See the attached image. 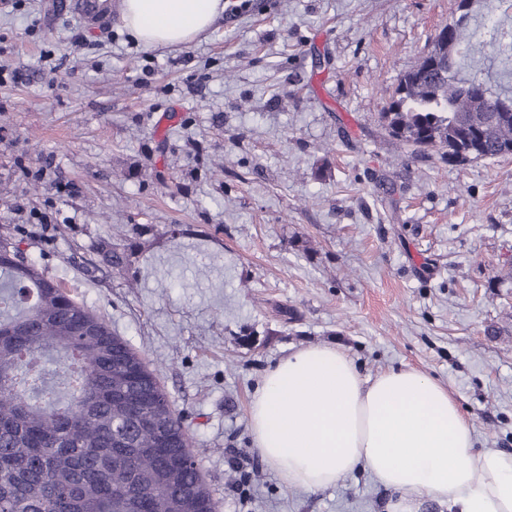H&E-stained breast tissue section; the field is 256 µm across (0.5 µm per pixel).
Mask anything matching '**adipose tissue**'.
I'll use <instances>...</instances> for the list:
<instances>
[{"instance_id": "adipose-tissue-1", "label": "adipose tissue", "mask_w": 512, "mask_h": 512, "mask_svg": "<svg viewBox=\"0 0 512 512\" xmlns=\"http://www.w3.org/2000/svg\"><path fill=\"white\" fill-rule=\"evenodd\" d=\"M224 0H121L148 47L205 33ZM252 443L289 489L316 492L356 470L396 492L389 512L424 500L448 512H512V455L475 453L472 423L447 388L409 365L362 376L340 349L312 345L273 363L250 400Z\"/></svg>"}]
</instances>
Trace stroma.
I'll return each instance as SVG.
<instances>
[{
  "instance_id": "1",
  "label": "stroma",
  "mask_w": 512,
  "mask_h": 512,
  "mask_svg": "<svg viewBox=\"0 0 512 512\" xmlns=\"http://www.w3.org/2000/svg\"><path fill=\"white\" fill-rule=\"evenodd\" d=\"M51 2L0 0V246L142 355L218 512H387L366 473L288 489L252 444L254 390L308 345L425 371L512 453V156L451 165L379 119L458 0H226L173 47Z\"/></svg>"
}]
</instances>
